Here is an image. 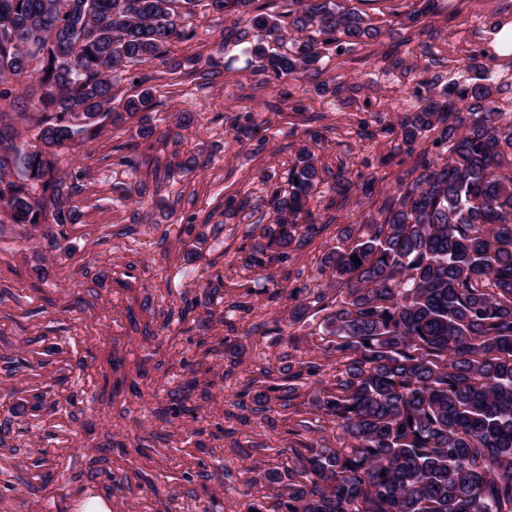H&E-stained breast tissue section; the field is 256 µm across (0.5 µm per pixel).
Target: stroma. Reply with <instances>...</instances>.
I'll return each instance as SVG.
<instances>
[{
	"label": "stroma",
	"instance_id": "stroma-1",
	"mask_svg": "<svg viewBox=\"0 0 512 512\" xmlns=\"http://www.w3.org/2000/svg\"><path fill=\"white\" fill-rule=\"evenodd\" d=\"M381 26L380 38L336 53L317 73L267 81L260 63L223 65L230 19L197 6L194 36L169 48L178 70L153 60L118 75L124 98L149 76L154 138L134 121H104L62 148L59 167L77 191L75 223L0 221V512H76L90 496L111 512H272L245 467L283 469L303 445L336 446L338 430L311 397L335 386L320 317L289 326L297 304L326 282L321 261L341 228L377 213L431 139L406 150L389 126L415 111L404 88H442L483 77L512 113V58L496 57L492 30L512 21V0H438L432 33L399 25L410 0H340ZM215 56L203 80L186 62ZM331 91L319 94L315 85ZM253 112L263 138L232 142ZM197 126L178 127L176 113ZM328 169L310 208L326 225L288 259L246 261L269 223L307 132ZM369 179L368 193L337 203L338 169ZM137 188V199L127 190ZM313 360L287 405L256 410L260 373L283 381Z\"/></svg>",
	"mask_w": 512,
	"mask_h": 512
}]
</instances>
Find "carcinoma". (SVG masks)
Instances as JSON below:
<instances>
[{"label":"carcinoma","instance_id":"cac0c4a2","mask_svg":"<svg viewBox=\"0 0 512 512\" xmlns=\"http://www.w3.org/2000/svg\"><path fill=\"white\" fill-rule=\"evenodd\" d=\"M197 2L0 0V209L11 223L75 222L77 186L59 174L58 151L103 120L137 117L139 136L153 134L152 92L118 104L112 77L191 40ZM254 3L208 6L233 17L220 46L229 61L262 60L275 80L382 34L337 0H288L289 28ZM436 10V0H413L399 24ZM418 99L397 120L402 142L431 135L442 152L398 183L381 222L344 229L348 244L324 258L319 311L341 368L335 391L311 406L334 419L341 447L311 445L248 479L278 512H512V116L481 82L423 87ZM17 114L39 129L35 143L18 141ZM321 182L304 144L249 264L286 257L318 232L309 201ZM353 187L339 169L336 195Z\"/></svg>","mask_w":512,"mask_h":512}]
</instances>
